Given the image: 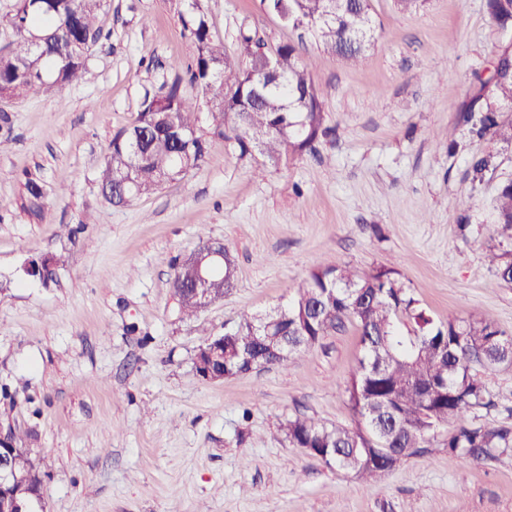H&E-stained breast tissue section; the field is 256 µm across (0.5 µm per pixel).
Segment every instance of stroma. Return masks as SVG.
Returning <instances> with one entry per match:
<instances>
[{
	"instance_id": "1",
	"label": "stroma",
	"mask_w": 512,
	"mask_h": 512,
	"mask_svg": "<svg viewBox=\"0 0 512 512\" xmlns=\"http://www.w3.org/2000/svg\"><path fill=\"white\" fill-rule=\"evenodd\" d=\"M204 3L228 54L242 28L270 50L301 45L333 136L260 174L215 139L199 170L110 204L96 177L114 133L172 78L169 63L195 62L184 0H105L80 83L0 97V386L12 393L0 429L39 458L43 512H512V454L466 467L435 448L369 489L289 446L282 425L299 413L354 426V325L285 366L211 383L193 366L205 336L285 305L334 264L394 269L435 321L476 312L512 336V284L488 259L512 146L459 124L512 51V26L484 0H372L378 35L352 65L262 0ZM475 156L492 159L483 175ZM29 178L46 194L38 219L21 208ZM206 238L235 254L236 283L184 318L173 266ZM46 256L48 284L25 272ZM482 378L495 405L469 420L511 427L512 366Z\"/></svg>"
}]
</instances>
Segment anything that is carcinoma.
Returning a JSON list of instances; mask_svg holds the SVG:
<instances>
[{"label": "carcinoma", "mask_w": 512, "mask_h": 512, "mask_svg": "<svg viewBox=\"0 0 512 512\" xmlns=\"http://www.w3.org/2000/svg\"><path fill=\"white\" fill-rule=\"evenodd\" d=\"M104 0H16L13 13L0 18L13 39L0 49V94L21 97L38 85L62 94L82 80L91 47L101 31L97 15ZM487 13L501 26L512 25V0H485ZM267 8H284L291 20L306 26L324 48L350 64H358L374 38L371 0H270ZM184 26L195 44L196 65L188 84L212 103L211 123L198 125V98L179 76L146 96L137 121L112 137L99 172L102 192L122 205L181 179L206 161L213 139L228 142L241 160L256 156L279 164L310 152L329 134L310 65L291 43L277 46L272 57L277 76L266 75L267 56L257 54L262 41L239 31L244 63L224 53L215 39L202 0H185ZM490 95L478 93L462 111V120L482 137L488 133L512 145V52L495 62L492 78L483 83ZM23 209L38 216L45 197L37 181L25 182ZM497 232L512 245V180L497 192ZM497 276L512 283V249L490 248ZM237 263L224 249V274L209 287L222 296L234 287ZM195 269L174 266L170 288L189 283ZM275 321V333L288 337V356L260 342L264 326ZM351 323L356 326L362 357L350 374L347 393L356 427L297 415L283 429L295 448H311L329 467L347 469L367 487L399 467L422 448H443L466 464L512 453V428L475 425L467 419L474 408L494 406L477 369L493 371L512 365V338L471 314L435 323L390 268L363 271L348 264L329 265L309 273L288 304L264 316L240 315L224 339V372L235 375L238 349L257 361L288 364L319 340ZM452 426L445 439L441 429ZM39 463L26 449L18 454L23 497L40 491Z\"/></svg>", "instance_id": "carcinoma-1"}]
</instances>
